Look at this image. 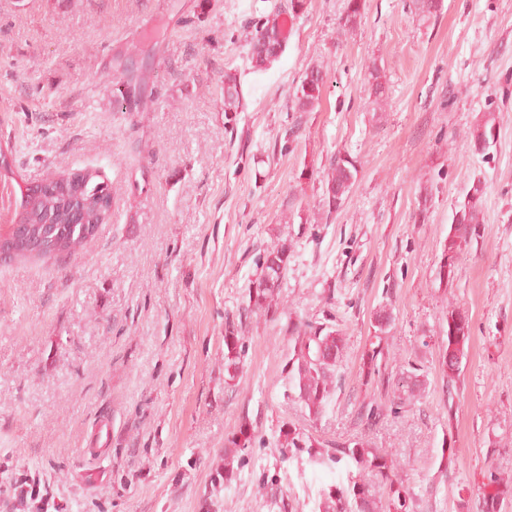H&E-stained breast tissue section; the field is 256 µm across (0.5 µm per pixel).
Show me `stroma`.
<instances>
[{
  "instance_id": "obj_1",
  "label": "stroma",
  "mask_w": 512,
  "mask_h": 512,
  "mask_svg": "<svg viewBox=\"0 0 512 512\" xmlns=\"http://www.w3.org/2000/svg\"><path fill=\"white\" fill-rule=\"evenodd\" d=\"M277 2L0 0V147L23 181L92 168L112 187L111 219L77 257L0 266V512H27L26 474L58 512H203L209 497L217 512H314L336 475L280 459L286 423L397 453L414 512H462L488 466L512 476V0H443L429 18L412 0H365L346 34V0H306L257 72L250 20ZM129 63L147 67L146 108L132 114L115 109ZM315 64L321 104L295 111ZM228 73L243 93L235 114ZM489 114L496 142L480 153L471 134ZM337 155L359 173L328 216ZM477 181L481 224L444 286L452 215ZM284 243L279 309L244 318L242 370L226 382L225 318ZM452 306L472 337L451 382L438 351ZM383 307L389 373L415 364L426 390L369 420L378 388L363 352ZM292 317L346 338L316 419L288 383ZM244 422L250 453L225 487L224 442ZM346 1V6L338 23L339 29L344 33L352 31L357 27L361 21L365 6V0ZM368 84L372 103L379 109L386 100V83L383 69L373 60L367 66Z\"/></svg>"
}]
</instances>
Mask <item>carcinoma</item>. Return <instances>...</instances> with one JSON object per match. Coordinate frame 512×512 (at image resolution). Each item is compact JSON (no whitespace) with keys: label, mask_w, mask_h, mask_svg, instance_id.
I'll return each instance as SVG.
<instances>
[{"label":"carcinoma","mask_w":512,"mask_h":512,"mask_svg":"<svg viewBox=\"0 0 512 512\" xmlns=\"http://www.w3.org/2000/svg\"><path fill=\"white\" fill-rule=\"evenodd\" d=\"M365 0H347L339 18V29L346 33L360 23ZM286 43L279 23L259 20L253 25L248 59L256 70L264 69L278 56L275 49ZM326 71L319 65L305 72L295 95V111L311 112L322 99ZM368 84L372 103L381 107L386 100L383 69L373 60L367 66ZM242 107L241 92L236 79H224V111L236 112ZM495 125L485 123L473 135V145L485 152L495 142ZM356 161L346 156L330 160L327 182L323 190V206L328 213L339 210L357 179ZM19 206L26 211V221L33 227L54 225L56 243L54 250L39 260L57 261L77 254L92 239L99 227L111 216L112 189L93 169L77 170L58 177L45 179L37 195L24 193L19 188ZM485 188L482 182L473 183L465 199L455 210L448 243L442 254L456 259L462 247L469 243L480 224ZM291 254L288 244L267 252L262 262L261 274L249 288L243 312L276 311L280 304L283 279ZM392 325V316L381 309L374 315V336L365 346L364 365L367 376L382 381L389 364L386 334ZM242 326L225 319L224 369L228 380L237 377L244 356L241 337ZM286 333L292 344L293 356L288 362V382L295 391V399L316 419L323 414L333 395V376L343 358L346 347L342 331L309 321H288ZM413 366L397 384L390 403L394 407L417 398L424 389ZM253 434L247 423H242L236 433L227 439L228 447L235 452L248 453ZM278 447L284 460L307 462L333 471L340 464L346 465L345 474L336 482L318 491L319 512H412L413 496L402 477V464L397 456L385 448H376L364 438L333 448L319 441L306 429L294 424L279 430ZM512 504V478H504L498 470L489 469L483 474L481 497L476 512H504Z\"/></svg>","instance_id":"1"}]
</instances>
